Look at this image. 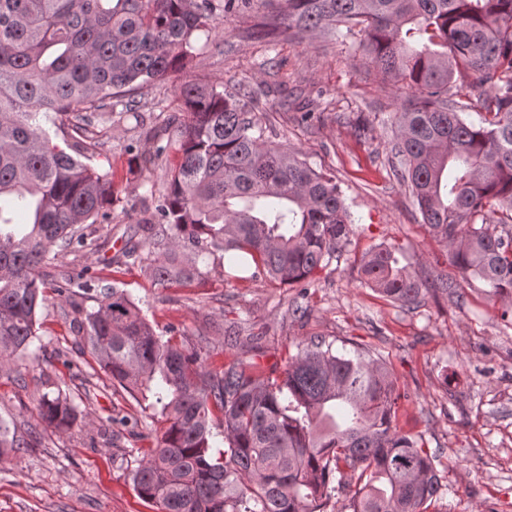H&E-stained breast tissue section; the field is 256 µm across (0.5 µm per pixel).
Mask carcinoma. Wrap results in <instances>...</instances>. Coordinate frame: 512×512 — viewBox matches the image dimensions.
Here are the masks:
<instances>
[{
	"label": "carcinoma",
	"instance_id": "obj_1",
	"mask_svg": "<svg viewBox=\"0 0 512 512\" xmlns=\"http://www.w3.org/2000/svg\"><path fill=\"white\" fill-rule=\"evenodd\" d=\"M263 2L0 0V365L37 338L50 287L77 314L80 354L165 418L133 473L158 512H321L339 489L351 512H426L441 488L435 457L395 425L404 395L381 359L338 354L318 339L287 356L278 377L242 358L212 371L196 348L157 333L124 290L100 289L89 310L73 291L92 290L89 271L74 278L42 267L52 250L105 245L92 226L111 221L112 182L87 163L94 120L131 111V97L183 69L197 37L219 31L216 10ZM282 2L259 16L271 42L316 30L360 42L376 76L407 89L393 116L395 176L449 264L511 300L512 0ZM176 94V134L166 120L129 146L144 166L170 150L179 164L148 216L128 227L122 255L150 248L148 272L163 287L201 281L199 259L217 251L307 287L349 240L336 181L268 141L243 95L193 80ZM42 112L59 116L68 150L39 124ZM5 198L27 223H15ZM358 274L395 303L423 299L389 247L364 255ZM77 414L60 390L40 399L41 420L60 432ZM26 447L0 420V460Z\"/></svg>",
	"mask_w": 512,
	"mask_h": 512
}]
</instances>
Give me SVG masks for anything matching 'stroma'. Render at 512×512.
Masks as SVG:
<instances>
[{
    "instance_id": "stroma-1",
    "label": "stroma",
    "mask_w": 512,
    "mask_h": 512,
    "mask_svg": "<svg viewBox=\"0 0 512 512\" xmlns=\"http://www.w3.org/2000/svg\"><path fill=\"white\" fill-rule=\"evenodd\" d=\"M222 35L199 40L186 67L142 92L137 115L99 122L91 165L114 189L109 239L102 251L49 254V272L88 267L101 284L126 290L157 332H175L200 349L210 369L242 357L263 371L313 339L336 349H366L386 361L407 395L400 431L422 436L435 455L442 487L429 512H512V325L501 320L479 281L463 279L422 223L417 205L391 167V119L404 102L393 84L368 76L365 49L350 51L322 33L269 45L250 37V12L221 17ZM186 80L240 85L260 96L259 117L272 141L301 151L335 178L351 212L349 242L309 288L242 279L223 253L201 258V283L165 288L141 266L124 264L119 241L139 219L151 190L162 189L178 162L162 156L132 167L128 144L142 120L178 112L175 88ZM314 114L302 118L303 111ZM392 246L423 286L444 277L457 294L426 295L404 306L361 286L357 266L373 247ZM64 303L47 293L39 314L36 363L0 371V419L30 447L0 462V512H157L132 476L162 426L157 411L136 402L90 356L80 355ZM238 326L236 345L222 333ZM61 388L78 407L60 433L41 423L38 401Z\"/></svg>"
}]
</instances>
